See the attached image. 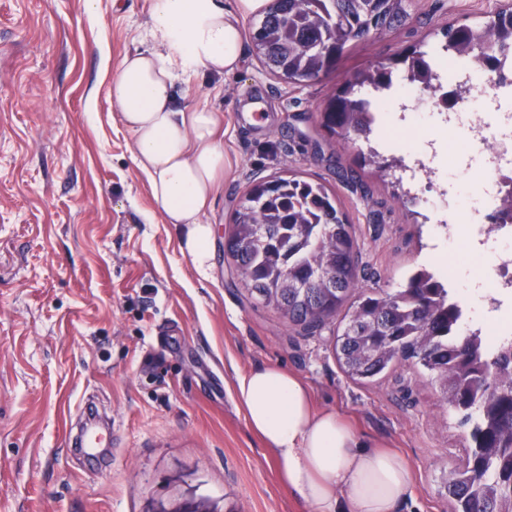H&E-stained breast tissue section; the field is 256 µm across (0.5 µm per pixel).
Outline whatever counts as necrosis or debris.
Listing matches in <instances>:
<instances>
[{"label":"necrosis or debris","instance_id":"1","mask_svg":"<svg viewBox=\"0 0 512 512\" xmlns=\"http://www.w3.org/2000/svg\"><path fill=\"white\" fill-rule=\"evenodd\" d=\"M431 68L440 78L429 90L397 78L389 95L411 116L415 130L431 125L460 131L468 152L459 168H448L442 163L438 140L424 139L407 151L404 177L439 242L452 243L448 213L461 200H468L476 211L471 244L490 251L493 277L482 319L462 314L457 332L483 336L489 326L507 323V330L493 345L501 351L512 348V210L503 205L504 198L512 195V100L501 95L503 89H512V58L491 69H477L466 61L455 63L447 76L440 60H433Z\"/></svg>","mask_w":512,"mask_h":512}]
</instances>
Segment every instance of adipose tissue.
<instances>
[{
    "instance_id": "1",
    "label": "adipose tissue",
    "mask_w": 512,
    "mask_h": 512,
    "mask_svg": "<svg viewBox=\"0 0 512 512\" xmlns=\"http://www.w3.org/2000/svg\"><path fill=\"white\" fill-rule=\"evenodd\" d=\"M260 0H155L157 50L121 60L109 96L135 139V161L152 196L181 233L197 270L210 259L212 227L202 216L224 180V115L184 108L176 83L205 68L221 75L242 59L240 20ZM247 426L276 463L281 479L307 512H401L413 474L397 451L362 439L335 410L318 409L296 374L263 365L237 379Z\"/></svg>"
}]
</instances>
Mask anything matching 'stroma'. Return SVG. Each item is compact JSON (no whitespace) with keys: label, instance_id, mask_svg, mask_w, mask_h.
<instances>
[{"label":"stroma","instance_id":"35a3bbf8","mask_svg":"<svg viewBox=\"0 0 512 512\" xmlns=\"http://www.w3.org/2000/svg\"><path fill=\"white\" fill-rule=\"evenodd\" d=\"M154 0H0V512H152L188 495L219 512H306L250 432L239 374L277 365L317 407L397 449L414 474L403 512H450L444 485L468 429L421 368L368 384L341 369L336 326L306 331L250 299L224 241L253 181L325 185L354 226L362 287L388 292L429 255V227L391 179L362 165L361 141L320 114L380 61L442 45L512 0H407L389 31L348 44L334 71L274 76L241 21L240 67L177 83L181 104L224 115V182L205 216L199 274L155 203L134 136L108 96L120 59L152 50ZM94 398L112 421L95 468L66 447Z\"/></svg>","mask_w":512,"mask_h":512}]
</instances>
